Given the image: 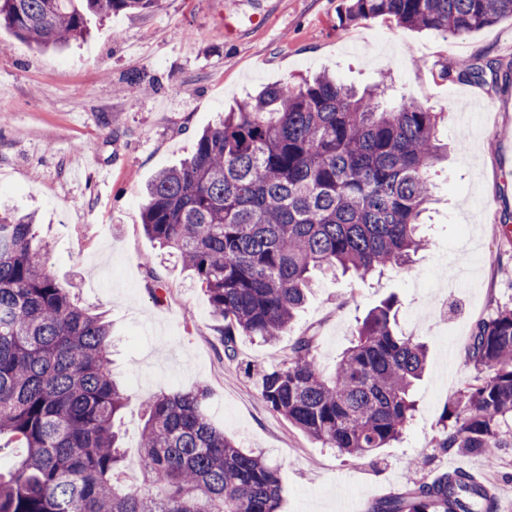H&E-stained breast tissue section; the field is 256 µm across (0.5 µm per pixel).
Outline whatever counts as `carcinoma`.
Returning <instances> with one entry per match:
<instances>
[{
	"mask_svg": "<svg viewBox=\"0 0 512 512\" xmlns=\"http://www.w3.org/2000/svg\"><path fill=\"white\" fill-rule=\"evenodd\" d=\"M164 0H0V24L38 49L88 36L91 16L158 11ZM390 17L408 29L460 36L512 17V0H348L340 21ZM496 63L443 67L451 82L497 77ZM378 82L358 90L322 74L275 84L224 113L191 157L158 172L141 212L236 338L275 342L305 305L315 271L365 278L402 267L433 244L421 222L431 168L447 146L440 113ZM47 243L27 216L0 213V436L26 449L0 470V512H279L276 465L210 421L203 387L146 406L139 482L124 479L113 421L128 395L112 376V331L78 306L41 263ZM397 300L368 312L333 369L316 337L299 336L258 371L261 398L342 456L398 442L416 410L426 345L396 334ZM475 375L444 409L442 453L490 456L512 447V308L478 320L466 350ZM371 512H498L491 487L465 472L375 503Z\"/></svg>",
	"mask_w": 512,
	"mask_h": 512,
	"instance_id": "1",
	"label": "carcinoma"
}]
</instances>
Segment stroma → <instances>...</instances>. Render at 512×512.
<instances>
[{
  "label": "stroma",
  "instance_id": "obj_1",
  "mask_svg": "<svg viewBox=\"0 0 512 512\" xmlns=\"http://www.w3.org/2000/svg\"><path fill=\"white\" fill-rule=\"evenodd\" d=\"M346 3L165 0L155 12L90 18L89 40L44 52L1 26L0 206L37 214L48 270L112 324V373L129 395L118 424L128 467L144 402L203 384L212 424L278 465L280 512H366L457 468L492 484L500 512H512V448L491 464L433 446L444 408L473 375L464 350L475 322L512 306V242L501 227L512 214V81L450 82L441 69L464 58L512 62V18L453 37L383 17L345 25ZM133 73L150 92L131 94ZM322 73L360 89L385 79L442 113L448 158L433 170V244L379 276L319 277L277 343L241 337L230 358L192 272L145 234L143 191L226 110ZM461 134L474 151L457 149ZM391 295L401 301L397 333L428 345L417 410L401 442L348 460L271 411L247 370L276 364L305 333L334 366L358 319Z\"/></svg>",
  "mask_w": 512,
  "mask_h": 512
}]
</instances>
